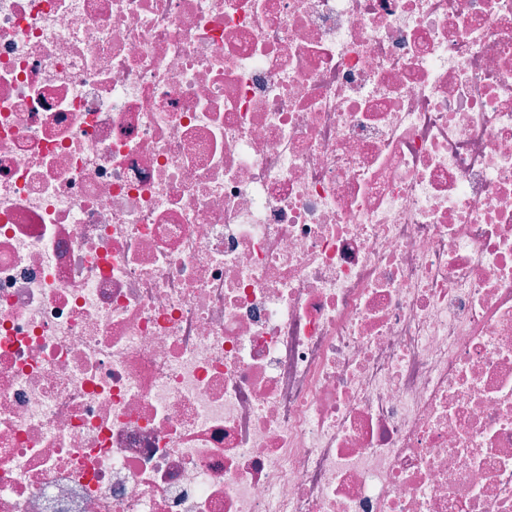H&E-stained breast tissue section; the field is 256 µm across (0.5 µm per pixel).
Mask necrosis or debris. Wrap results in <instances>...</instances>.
Here are the masks:
<instances>
[{"label": "necrosis or debris", "mask_w": 512, "mask_h": 512, "mask_svg": "<svg viewBox=\"0 0 512 512\" xmlns=\"http://www.w3.org/2000/svg\"><path fill=\"white\" fill-rule=\"evenodd\" d=\"M0 512H512V0H0Z\"/></svg>", "instance_id": "1"}]
</instances>
